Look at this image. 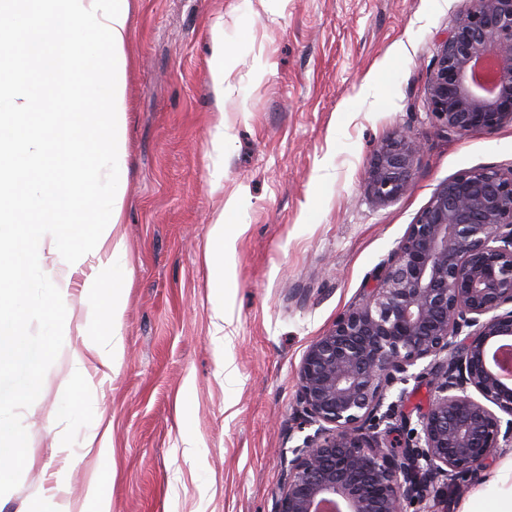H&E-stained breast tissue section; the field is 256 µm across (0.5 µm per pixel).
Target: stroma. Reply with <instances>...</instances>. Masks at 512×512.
Here are the masks:
<instances>
[{"label": "stroma", "mask_w": 512, "mask_h": 512, "mask_svg": "<svg viewBox=\"0 0 512 512\" xmlns=\"http://www.w3.org/2000/svg\"><path fill=\"white\" fill-rule=\"evenodd\" d=\"M468 5L288 0L274 12L265 0H131L125 356L111 381L75 399L111 420L112 453L82 458L89 423L62 412L82 341L58 322L40 382L13 408L21 446L0 512H32L31 492L62 463L60 441L76 459L72 497L100 475L112 512H272L288 450L304 438L296 373L308 346L362 296L443 182L512 164V126L453 133L430 114L438 38ZM219 18L235 59L220 112L209 67ZM399 131L424 150L409 192L380 201L368 168ZM232 197L219 293L205 254Z\"/></svg>", "instance_id": "35a3bbf8"}]
</instances>
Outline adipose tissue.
<instances>
[{
    "instance_id": "ef3b65f1",
    "label": "adipose tissue",
    "mask_w": 512,
    "mask_h": 512,
    "mask_svg": "<svg viewBox=\"0 0 512 512\" xmlns=\"http://www.w3.org/2000/svg\"><path fill=\"white\" fill-rule=\"evenodd\" d=\"M0 133L9 132L5 160L22 190L0 193V248L26 241L22 258L0 262V284L11 287V313L0 316V338L24 346L21 367L34 384L54 343L32 330L38 312L74 322L68 390L90 377L111 379L124 360L122 284L129 275L121 232L127 176L126 90L129 0H0ZM67 159L60 187L50 172L49 144ZM94 210L98 218L85 223ZM227 200L215 220L216 251L207 258L210 286L224 288V257L233 245ZM91 272L80 297L72 280ZM465 512H512V467L483 481Z\"/></svg>"
}]
</instances>
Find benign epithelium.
Listing matches in <instances>:
<instances>
[{"mask_svg":"<svg viewBox=\"0 0 512 512\" xmlns=\"http://www.w3.org/2000/svg\"><path fill=\"white\" fill-rule=\"evenodd\" d=\"M425 92L450 132L512 126V0H472L441 41ZM422 152L403 132L384 141L369 193L404 195ZM501 342L512 345V166L441 184L362 298L309 345L297 369L298 430L314 432L288 449L273 512H431L448 482L512 447V377L491 357ZM414 376L430 378L434 397L420 430L385 447L398 409L388 393Z\"/></svg>","mask_w":512,"mask_h":512,"instance_id":"1","label":"benign epithelium"}]
</instances>
